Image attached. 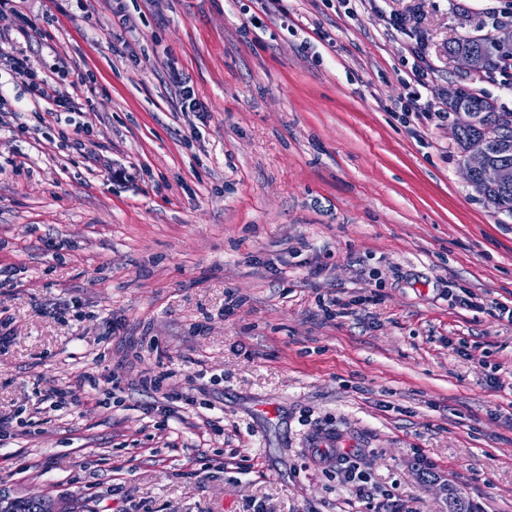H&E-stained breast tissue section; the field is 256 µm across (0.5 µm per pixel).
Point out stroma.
Wrapping results in <instances>:
<instances>
[{
	"mask_svg": "<svg viewBox=\"0 0 512 512\" xmlns=\"http://www.w3.org/2000/svg\"><path fill=\"white\" fill-rule=\"evenodd\" d=\"M506 3L288 0L292 35L239 0L0 15L31 69L94 76L75 125L44 126L0 66L18 107L0 117V411L21 421L0 441V500L448 512L445 481L473 512H512V216L468 183L452 120L416 133L398 116L419 35L436 91L512 112L499 74L448 54L511 31L492 23ZM173 72L209 114L192 140ZM167 370L198 404L163 418L138 379ZM86 373L118 375L120 405L42 401ZM322 441L354 453L373 502L314 460Z\"/></svg>",
	"mask_w": 512,
	"mask_h": 512,
	"instance_id": "obj_1",
	"label": "stroma"
}]
</instances>
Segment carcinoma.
Instances as JSON below:
<instances>
[{
    "label": "carcinoma",
    "mask_w": 512,
    "mask_h": 512,
    "mask_svg": "<svg viewBox=\"0 0 512 512\" xmlns=\"http://www.w3.org/2000/svg\"><path fill=\"white\" fill-rule=\"evenodd\" d=\"M466 50L480 60V68L489 69L494 62L503 57L512 56V51L498 46L495 39L482 36H465L448 44V50ZM465 105L480 116L478 124L460 122L456 126L455 141L461 153L468 154L476 148L486 149L491 157L500 162L512 164V148L503 152L498 148V139L503 127L512 132V112H498L487 108V99L470 92H463ZM471 185L498 211L512 215V185L496 188L485 186L479 178ZM13 512H57L56 503L47 498H16Z\"/></svg>",
    "instance_id": "cac0c4a2"
}]
</instances>
